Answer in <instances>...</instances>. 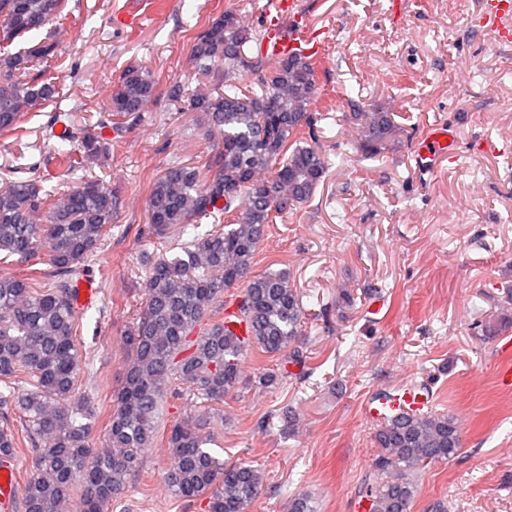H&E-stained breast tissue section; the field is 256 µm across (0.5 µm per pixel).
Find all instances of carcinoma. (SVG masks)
I'll list each match as a JSON object with an SVG mask.
<instances>
[{
	"label": "carcinoma",
	"instance_id": "1",
	"mask_svg": "<svg viewBox=\"0 0 512 512\" xmlns=\"http://www.w3.org/2000/svg\"><path fill=\"white\" fill-rule=\"evenodd\" d=\"M62 0H0V40L12 41L45 26ZM231 11L208 22L196 36L192 56L202 81L194 89L177 85L168 96L187 111L207 117L218 140L207 168L177 163L152 182L148 224L141 233L162 237L175 227L203 218L224 217V229L207 231L170 258L149 261L145 303L127 333L128 362L105 425L107 447L89 437L99 408L90 394L74 397L81 362L79 319L73 278L99 248L117 201L100 180H79L57 195L44 188L41 165L29 176L0 187V263H28L47 247L49 272L26 276L0 271V457L19 447L11 421L23 419L31 475L17 512H106L119 501L142 469L140 449L153 445L157 419L170 397L193 396L219 404L240 383L241 357L254 350L281 357L277 367L259 372L251 385L267 391L305 373L302 294L284 270L254 272L265 231L277 215L308 202L324 181L327 161L308 142L324 113L317 65L297 53L267 60L247 55L259 40ZM54 53L41 44L0 57V131H13L21 116L55 98L56 83L34 64ZM219 71L224 89L207 85ZM257 76L244 85L241 75ZM159 96L153 72L127 66L112 91L99 124H134ZM357 131L356 154L378 158L399 142L403 128L378 103L349 113ZM78 153L59 159L70 172L110 155L112 141L79 128L66 133ZM46 223L38 224L39 212ZM231 299L247 338L215 317L216 303ZM202 412L175 423L166 441L164 474L172 494L186 501L207 500V512H249L264 492V469L230 462L207 450L211 434ZM373 483L366 487L369 512H410L423 470L449 462L462 448V428L450 413L402 411L380 420L373 436ZM288 512H317L312 497L297 495Z\"/></svg>",
	"mask_w": 512,
	"mask_h": 512
}]
</instances>
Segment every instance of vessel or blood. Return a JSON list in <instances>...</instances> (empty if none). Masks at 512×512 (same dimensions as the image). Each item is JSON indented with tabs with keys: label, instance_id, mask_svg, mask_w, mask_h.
I'll return each instance as SVG.
<instances>
[{
	"label": "vessel or blood",
	"instance_id": "b4317fda",
	"mask_svg": "<svg viewBox=\"0 0 512 512\" xmlns=\"http://www.w3.org/2000/svg\"><path fill=\"white\" fill-rule=\"evenodd\" d=\"M480 22L497 33L499 43H512V0H481ZM318 34L313 31L303 14L298 0H271L265 12L263 36L260 43L262 55L272 59L284 58L295 53L309 54L317 51ZM455 132L439 124L430 129L423 144L414 155L416 168L429 169L442 157L453 156ZM431 399L414 384L399 386L392 400L371 398L365 404L369 418L379 419L398 410L422 412L429 409ZM15 465L13 458L0 460V512H14L16 502Z\"/></svg>",
	"mask_w": 512,
	"mask_h": 512
}]
</instances>
